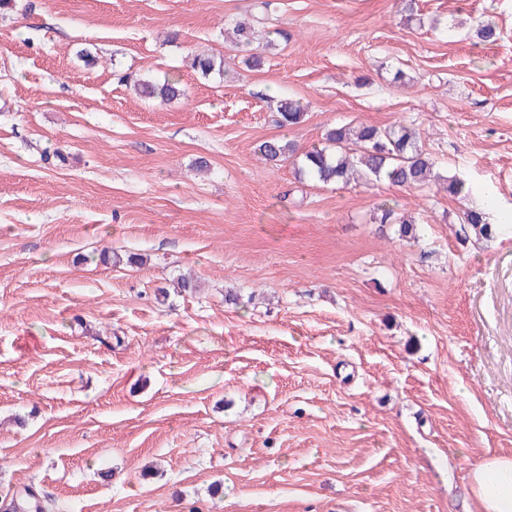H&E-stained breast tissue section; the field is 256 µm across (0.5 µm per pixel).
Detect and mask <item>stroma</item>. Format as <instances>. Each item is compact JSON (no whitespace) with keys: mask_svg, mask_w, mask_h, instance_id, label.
<instances>
[{"mask_svg":"<svg viewBox=\"0 0 512 512\" xmlns=\"http://www.w3.org/2000/svg\"><path fill=\"white\" fill-rule=\"evenodd\" d=\"M419 6L0 11V512L30 487L60 512H472V463L512 455V233L458 216L512 211V0ZM243 19L274 41L258 70L225 36ZM168 75L183 97L128 85ZM283 97L302 124L273 123ZM397 121L467 198L307 185L256 153ZM386 200L419 242L373 223ZM459 223L463 224L464 232L471 230L476 235L490 238L497 231L508 232L512 229V213L507 215L499 224H491L487 221L485 212L479 208H467L459 216Z\"/></svg>","mask_w":512,"mask_h":512,"instance_id":"35a3bbf8","label":"stroma"}]
</instances>
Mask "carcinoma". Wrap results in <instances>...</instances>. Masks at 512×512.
Here are the masks:
<instances>
[{
    "label": "carcinoma",
    "mask_w": 512,
    "mask_h": 512,
    "mask_svg": "<svg viewBox=\"0 0 512 512\" xmlns=\"http://www.w3.org/2000/svg\"><path fill=\"white\" fill-rule=\"evenodd\" d=\"M234 32L237 43L243 46L249 47L256 41L254 28L245 21L237 22ZM193 67L204 76L224 70L223 59L213 55L194 56ZM135 83L141 95L147 98L159 95L171 101L184 95L180 82L175 79L166 78L161 83L137 79ZM305 117V108L300 101L288 97L277 102L275 122L278 126H297ZM257 154L269 163L290 161L301 181L347 184L358 176L404 189L441 183L450 196L462 199L469 194L463 179L440 174L435 160L419 145L415 130L401 122L383 128L367 123L355 127L336 126L326 131L320 145L300 154L293 144L270 138L258 145ZM376 220L380 224L397 225L396 233L401 240L420 237L415 220L406 218L385 203L377 207ZM459 223L465 231L469 229L490 238L498 231L512 230V214L498 224H491L485 212L472 207L462 211ZM10 509L11 512H45L46 506L39 496L31 493L24 500L13 498Z\"/></svg>",
    "instance_id": "1"
}]
</instances>
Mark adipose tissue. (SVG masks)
<instances>
[{
	"instance_id": "adipose-tissue-1",
	"label": "adipose tissue",
	"mask_w": 512,
	"mask_h": 512,
	"mask_svg": "<svg viewBox=\"0 0 512 512\" xmlns=\"http://www.w3.org/2000/svg\"><path fill=\"white\" fill-rule=\"evenodd\" d=\"M476 512H512V456L487 455L469 471Z\"/></svg>"
}]
</instances>
